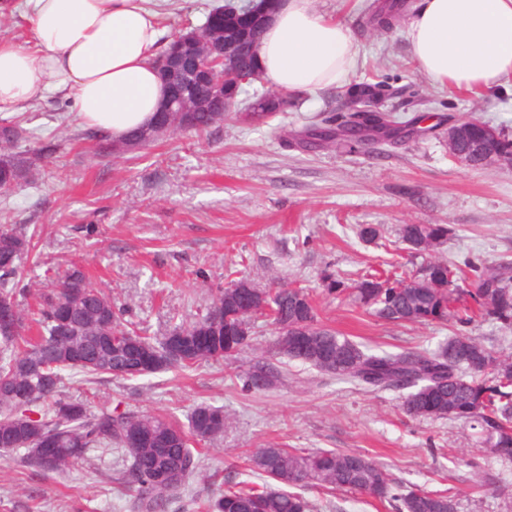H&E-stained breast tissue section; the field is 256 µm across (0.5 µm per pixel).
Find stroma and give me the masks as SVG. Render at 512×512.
Wrapping results in <instances>:
<instances>
[{
  "label": "stroma",
  "instance_id": "1",
  "mask_svg": "<svg viewBox=\"0 0 512 512\" xmlns=\"http://www.w3.org/2000/svg\"><path fill=\"white\" fill-rule=\"evenodd\" d=\"M223 2L173 0L161 18L164 39L184 24L202 25ZM366 2L316 6L349 25L361 44L353 82L385 84L382 110L418 121V136L378 143L370 154L301 145L318 114L341 112L338 89L295 98L262 123L229 112L209 133L167 136L119 158L96 155L70 100L52 96L21 112L38 138L58 144L32 184L0 196V214L34 234L22 263L32 286L19 295L21 308L36 310L59 274L76 268L113 303L128 306L143 335L159 338L194 321L217 289L245 277L261 289H308L323 325L376 350L432 351L453 336L450 320L378 319L347 295L323 292L321 274L392 264L416 271L435 260L512 268V166H465L444 142L447 126L465 118L512 137V90L475 95L433 85L398 29L370 23ZM406 224H448L455 233L413 254L400 238ZM366 225L377 230L373 240L358 235ZM275 340L259 318L250 346L232 363L204 361L126 382L88 384L72 375L61 394L95 410L117 405L182 426L197 404L223 407V434L199 443L204 467L174 493L167 512H197L195 499L221 493L225 477L251 480L246 452L270 443L358 452L395 484L448 491L456 512H512V462L491 454L476 422L410 416L402 392H365L272 356ZM268 355L277 380L244 390L243 373ZM124 465L120 451L94 449L82 464L42 475L18 455H0V512H134ZM304 494L313 512H393L358 492L308 487Z\"/></svg>",
  "mask_w": 512,
  "mask_h": 512
}]
</instances>
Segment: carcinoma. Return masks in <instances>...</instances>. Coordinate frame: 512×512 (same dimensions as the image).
I'll return each instance as SVG.
<instances>
[{
    "label": "carcinoma",
    "mask_w": 512,
    "mask_h": 512,
    "mask_svg": "<svg viewBox=\"0 0 512 512\" xmlns=\"http://www.w3.org/2000/svg\"><path fill=\"white\" fill-rule=\"evenodd\" d=\"M396 4L375 3L373 20L391 25ZM290 95L269 91L254 93L237 110L249 115L288 109ZM216 102L189 113L183 132L203 134L219 123ZM383 126L375 114L351 121L343 116L339 127L344 145L367 149L375 143L367 132ZM31 132L18 121L0 122V194L35 180L42 159L57 144L27 148ZM454 234L448 224H405L402 242L412 253L431 239L440 244ZM33 236L20 224L0 218V452H23L22 459L47 473L64 472L85 460L92 448L121 450L126 461L123 482L133 492L138 512H165L169 497L185 487L203 466L192 443L224 432V409L200 403L191 411L188 429L153 414H135L119 408L90 410L83 400L60 395L65 375H80L95 383L107 378L129 381L171 369H189L202 361H229L250 345L251 330L233 307L234 287L248 285L242 277L220 289L213 301L189 324L174 326L160 338L143 336L126 319L129 310L117 307L83 272L73 269L59 279L57 288L44 296L36 311L26 315L17 294L26 288L21 261L32 247ZM473 289L470 304L456 306L460 296L449 285L454 271L445 262L426 265L427 276L438 286L410 284L406 273L391 276L362 275L356 279L326 270L321 281L329 293L352 291L373 315L393 323L454 320L466 328L479 316L512 325V276L470 265ZM266 307L257 315L274 326L277 353L320 372L347 380L363 390H405V411L414 417L472 420L485 442L493 443L496 456L512 461V362L498 361L475 337L458 332L438 349L390 353L368 349L319 323L317 308L301 287L267 290ZM38 336L23 338L27 322ZM276 367L258 361L246 374L245 386L261 389L276 378ZM49 442L58 449L45 461L39 448ZM247 466L262 483L224 480V491L201 505L202 512H312L313 505L295 486L344 489L386 501L397 512H455L446 492L417 488L397 492L384 469L355 452L316 450L300 452L278 445L248 454Z\"/></svg>",
    "instance_id": "cac0c4a2"
}]
</instances>
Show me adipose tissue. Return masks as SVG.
Listing matches in <instances>:
<instances>
[{
  "label": "adipose tissue",
  "instance_id": "obj_1",
  "mask_svg": "<svg viewBox=\"0 0 512 512\" xmlns=\"http://www.w3.org/2000/svg\"><path fill=\"white\" fill-rule=\"evenodd\" d=\"M316 0H280L256 48L262 73L289 92L349 83L360 45ZM20 12L26 42L0 39V116L57 94L84 125L112 137L149 124L166 97L154 60L160 12L148 0H0ZM434 85L481 94L512 81V0H415L401 28Z\"/></svg>",
  "mask_w": 512,
  "mask_h": 512
}]
</instances>
